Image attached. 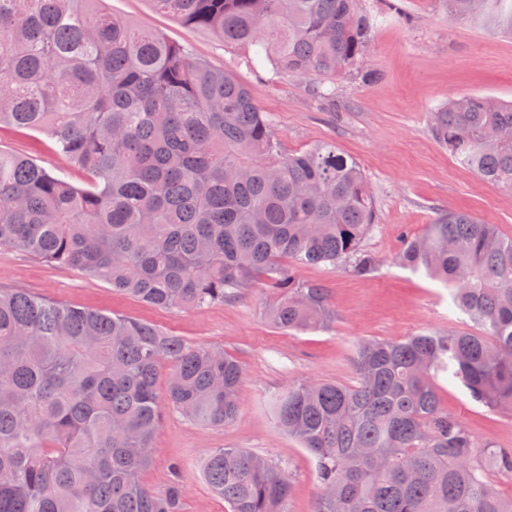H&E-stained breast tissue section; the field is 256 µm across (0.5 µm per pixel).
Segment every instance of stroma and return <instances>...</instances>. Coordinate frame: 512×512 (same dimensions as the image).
Here are the masks:
<instances>
[{
	"label": "stroma",
	"mask_w": 512,
	"mask_h": 512,
	"mask_svg": "<svg viewBox=\"0 0 512 512\" xmlns=\"http://www.w3.org/2000/svg\"><path fill=\"white\" fill-rule=\"evenodd\" d=\"M359 6L375 21L361 67L380 78L366 84L355 76L337 78L333 103L326 106L314 97L308 80L275 79L254 69L245 62V50L189 29L159 11L153 0H107L114 14L232 70L250 88L285 150L332 142L360 166L378 214L361 250L375 258V270L357 277L339 263L295 271L300 281L327 288L334 317L326 328L313 333L276 329L264 316L271 295L259 287L202 310H165L80 271L0 247V288L151 323L240 361L245 378L232 423L204 427L167 407L152 438L139 479L161 490L173 466H180L187 485L183 512H229L201 474L204 456L218 448H244L279 467L292 484L286 512H312L318 492L315 461L276 426L271 399L303 379L354 383V347L361 340L470 330L446 288L396 261L402 237L423 233L436 213L464 211L512 238V193L461 165L430 130L432 112L450 98L478 94L512 100V36L454 17L445 0H399L396 14L388 0H359ZM0 148L28 155L49 170L66 166L46 136L36 132L1 129ZM438 392L443 407L476 438L512 448V417L474 401L461 385L442 380Z\"/></svg>",
	"instance_id": "35a3bbf8"
}]
</instances>
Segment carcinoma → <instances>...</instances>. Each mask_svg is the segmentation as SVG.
<instances>
[{
    "label": "carcinoma",
    "instance_id": "carcinoma-1",
    "mask_svg": "<svg viewBox=\"0 0 512 512\" xmlns=\"http://www.w3.org/2000/svg\"><path fill=\"white\" fill-rule=\"evenodd\" d=\"M191 29L249 52L253 67L304 77L320 100L358 70L373 19L357 0H153ZM456 17L512 32V0H448ZM43 134L67 165L48 170L0 148V247L78 269L170 310L202 309L260 285L266 316L312 332L334 312L294 268L376 267L361 243L377 210L366 178L333 142L287 151L250 89L189 47L111 13L105 0H0V127ZM436 139L512 193V102L462 95L432 113ZM397 260L451 290L481 333L362 340L350 385L299 381L272 400L277 427L315 460L312 512H512L486 449L442 408L435 380L512 414V238L462 212L438 214ZM168 405L219 427L244 379L221 349L124 316L0 289V512H181L177 476L141 484ZM202 474L230 512H284L290 481L243 448Z\"/></svg>",
    "mask_w": 512,
    "mask_h": 512
}]
</instances>
